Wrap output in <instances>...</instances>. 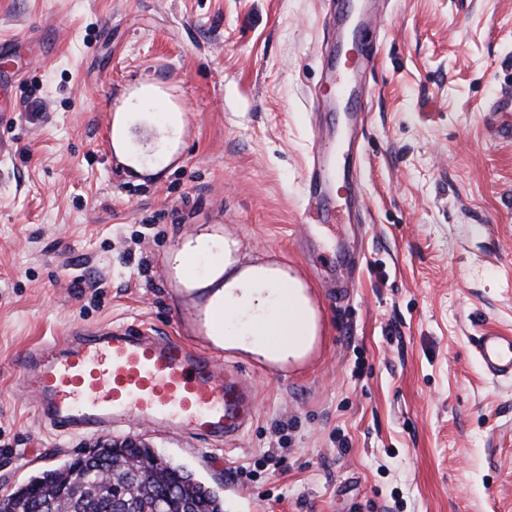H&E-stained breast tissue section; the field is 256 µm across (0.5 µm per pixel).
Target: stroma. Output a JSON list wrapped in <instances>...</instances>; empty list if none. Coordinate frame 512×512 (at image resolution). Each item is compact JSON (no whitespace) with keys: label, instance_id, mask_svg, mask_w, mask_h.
Segmentation results:
<instances>
[{"label":"stroma","instance_id":"1","mask_svg":"<svg viewBox=\"0 0 512 512\" xmlns=\"http://www.w3.org/2000/svg\"><path fill=\"white\" fill-rule=\"evenodd\" d=\"M329 0H0V492L98 441L60 436L20 386L26 349L146 325L203 347L223 278L175 258L203 237L307 287L318 332L213 449L130 422L224 512H512V0H382L363 78L365 226L305 218ZM116 137H109V128ZM116 152L108 154L106 140ZM362 262L336 278L341 246ZM474 346L486 372L492 378H512V336L484 331L477 336Z\"/></svg>","mask_w":512,"mask_h":512}]
</instances>
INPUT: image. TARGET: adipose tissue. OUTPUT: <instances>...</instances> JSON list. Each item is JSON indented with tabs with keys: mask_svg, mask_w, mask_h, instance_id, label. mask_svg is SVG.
I'll return each mask as SVG.
<instances>
[{
	"mask_svg": "<svg viewBox=\"0 0 512 512\" xmlns=\"http://www.w3.org/2000/svg\"><path fill=\"white\" fill-rule=\"evenodd\" d=\"M223 258V266L211 268L224 278L212 297L224 306L221 347L280 367L302 359L315 341L317 318L301 281L275 264L237 268L229 246Z\"/></svg>",
	"mask_w": 512,
	"mask_h": 512,
	"instance_id": "ef3b65f1",
	"label": "adipose tissue"
}]
</instances>
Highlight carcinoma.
Listing matches in <instances>:
<instances>
[{"label": "carcinoma", "mask_w": 512, "mask_h": 512, "mask_svg": "<svg viewBox=\"0 0 512 512\" xmlns=\"http://www.w3.org/2000/svg\"><path fill=\"white\" fill-rule=\"evenodd\" d=\"M73 459L45 470L29 479L26 491L8 494L6 507L12 512H49L43 508L40 489L55 483L70 485L68 496L57 505V512H117L116 493H128L136 504L134 512H156L159 499H169L171 512H224V501L211 487L200 481L185 466L162 458L156 466L157 478L128 483L124 475L115 484H104L103 473H112V457L105 452L75 468Z\"/></svg>", "instance_id": "1"}]
</instances>
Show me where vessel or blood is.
Masks as SVG:
<instances>
[{
    "label": "vessel or blood",
    "instance_id": "vessel-or-blood-1",
    "mask_svg": "<svg viewBox=\"0 0 512 512\" xmlns=\"http://www.w3.org/2000/svg\"><path fill=\"white\" fill-rule=\"evenodd\" d=\"M376 53L359 31L328 61L336 99L351 121L361 120L365 110L356 74L375 63ZM338 180L348 192L359 189L354 152L337 151L332 140L316 136L307 174L310 197L328 207ZM475 351L492 378H512V336L483 332ZM21 364L39 416L61 435L106 431L135 416L218 440L242 429L252 398L238 372L225 370L179 338L157 337L146 326L79 328L24 354Z\"/></svg>",
    "mask_w": 512,
    "mask_h": 512
}]
</instances>
